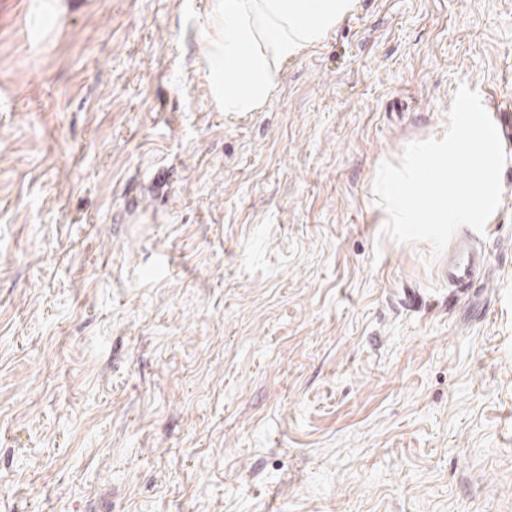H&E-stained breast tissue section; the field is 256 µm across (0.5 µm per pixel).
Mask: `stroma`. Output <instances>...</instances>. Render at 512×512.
I'll return each instance as SVG.
<instances>
[{
  "label": "stroma",
  "mask_w": 512,
  "mask_h": 512,
  "mask_svg": "<svg viewBox=\"0 0 512 512\" xmlns=\"http://www.w3.org/2000/svg\"><path fill=\"white\" fill-rule=\"evenodd\" d=\"M212 0H0V512H512V141L467 293L373 184L512 103V0H358L257 112Z\"/></svg>",
  "instance_id": "obj_1"
}]
</instances>
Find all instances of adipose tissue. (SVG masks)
<instances>
[{"label": "adipose tissue", "mask_w": 512, "mask_h": 512, "mask_svg": "<svg viewBox=\"0 0 512 512\" xmlns=\"http://www.w3.org/2000/svg\"><path fill=\"white\" fill-rule=\"evenodd\" d=\"M357 0H214L209 78L228 112H256L281 83V67L321 44Z\"/></svg>", "instance_id": "1"}]
</instances>
